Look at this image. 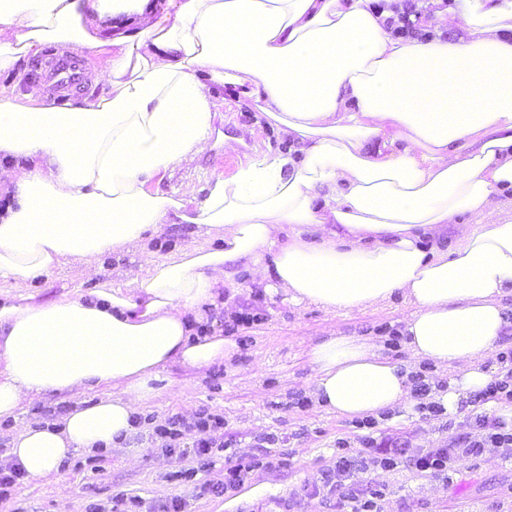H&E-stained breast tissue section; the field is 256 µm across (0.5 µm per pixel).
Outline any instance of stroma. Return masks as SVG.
Instances as JSON below:
<instances>
[{"mask_svg": "<svg viewBox=\"0 0 512 512\" xmlns=\"http://www.w3.org/2000/svg\"><path fill=\"white\" fill-rule=\"evenodd\" d=\"M224 123L231 129L225 144L179 164L168 187L193 195L212 173H234L240 145H247L252 154L282 146L270 127L258 126L253 109H225ZM145 237L144 243L106 257L96 276H87L80 263L71 261L28 281L23 289L37 299L52 300L89 292L103 282L123 286L147 260L211 242L193 224H159ZM238 281L239 290L224 292L220 305L208 308L194 325L200 335L232 333L237 342L233 358L203 370L168 367L154 381V393L139 415L160 424L172 417L190 422L204 410L223 416L224 441L235 456L270 452L285 459L284 467L252 471L239 489L213 495L205 487L223 481V452H216L212 465L185 479L187 462L166 452L163 441L151 436L150 426L144 424L110 450H79L58 475L19 479L0 498V512H111L119 494L139 500L136 512H160L161 504L174 497L185 501V512H334V499L305 494L303 487L321 470L333 467L337 440H346L357 452L365 432L355 421L317 404L308 350L331 333L362 337L382 345L384 354L409 372L421 371L404 344L390 342V329H403L410 306L396 295L361 311L330 314L312 304L288 301L283 292L253 280L249 273L239 275ZM245 310L257 315V322L233 326L234 316ZM75 403L73 397L50 394L25 404L17 419L1 420L0 468L9 467V442L21 426L44 425ZM485 408L474 392L461 400L454 414L435 417L415 404L399 406L378 416L374 435L401 437L413 451L445 447L472 431L476 415ZM370 477L385 490L384 512H512V458L498 448L463 462L449 479L420 477L405 466L376 470Z\"/></svg>", "mask_w": 512, "mask_h": 512, "instance_id": "obj_1", "label": "stroma"}]
</instances>
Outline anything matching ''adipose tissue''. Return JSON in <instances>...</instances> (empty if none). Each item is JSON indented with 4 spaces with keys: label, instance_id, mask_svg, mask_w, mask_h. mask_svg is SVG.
<instances>
[{
    "label": "adipose tissue",
    "instance_id": "1",
    "mask_svg": "<svg viewBox=\"0 0 512 512\" xmlns=\"http://www.w3.org/2000/svg\"><path fill=\"white\" fill-rule=\"evenodd\" d=\"M0 0V74L46 44L81 55L106 93L65 105L0 83V279L27 281L74 259L142 242L157 224L213 237L148 262L127 286L39 301L0 290V420L51 394L111 395L25 426L9 454L29 478L133 430L150 381L203 370L234 344L198 336L188 313L234 288L238 267L295 303L354 311L400 293L413 358L460 368L435 396L448 411L481 390L505 332L512 218L482 223L512 191V0H456L460 36L394 38L402 0ZM249 103L288 143L197 195L164 188L212 147L225 99ZM474 216L448 251L438 243ZM314 394L364 418L405 403L406 376L373 342L311 346Z\"/></svg>",
    "mask_w": 512,
    "mask_h": 512
}]
</instances>
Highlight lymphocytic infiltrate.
<instances>
[{"mask_svg":"<svg viewBox=\"0 0 512 512\" xmlns=\"http://www.w3.org/2000/svg\"><path fill=\"white\" fill-rule=\"evenodd\" d=\"M477 433L459 435L446 448H425L409 452L405 443L390 440L377 443L373 436H366L365 447L359 453L347 452L344 441L336 443V463L322 472L318 481L307 485L312 494L335 495L336 512H383L379 493L365 477L371 470L391 471L400 465L411 467L417 475L438 476L457 471L461 462L481 456L488 448L501 449L505 456H512V427L503 418L477 416ZM184 422L172 419L154 426L153 436L163 439L167 451H178L181 458H201L211 454L217 440L215 434L223 429L222 417L201 413L192 427L199 437L192 444L181 445Z\"/></svg>","mask_w":512,"mask_h":512,"instance_id":"obj_1","label":"lymphocytic infiltrate"}]
</instances>
